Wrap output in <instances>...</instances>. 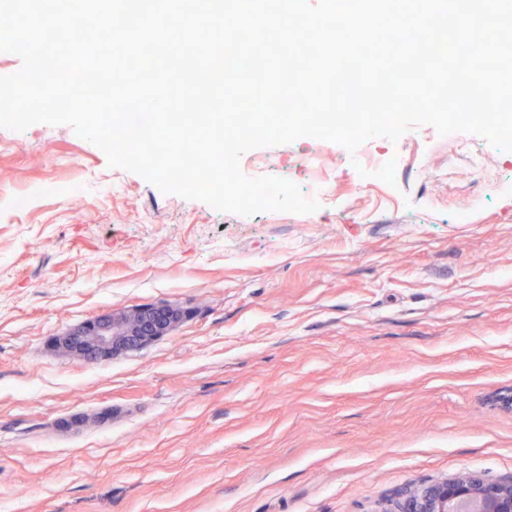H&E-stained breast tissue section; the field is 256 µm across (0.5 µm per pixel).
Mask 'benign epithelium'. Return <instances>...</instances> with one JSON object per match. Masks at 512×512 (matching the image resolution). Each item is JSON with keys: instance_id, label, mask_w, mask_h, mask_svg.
Returning <instances> with one entry per match:
<instances>
[{"instance_id": "obj_1", "label": "benign epithelium", "mask_w": 512, "mask_h": 512, "mask_svg": "<svg viewBox=\"0 0 512 512\" xmlns=\"http://www.w3.org/2000/svg\"><path fill=\"white\" fill-rule=\"evenodd\" d=\"M180 320L168 306L110 313L62 337L66 350L84 358L144 348L167 335ZM397 512H512V479L488 481L464 474L406 494Z\"/></svg>"}]
</instances>
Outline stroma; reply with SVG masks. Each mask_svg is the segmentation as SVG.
Wrapping results in <instances>:
<instances>
[{"label": "stroma", "mask_w": 512, "mask_h": 512, "mask_svg": "<svg viewBox=\"0 0 512 512\" xmlns=\"http://www.w3.org/2000/svg\"><path fill=\"white\" fill-rule=\"evenodd\" d=\"M429 124L396 183L339 144L259 147L312 213L216 210L110 167L67 125L0 128V512H385L406 489L512 478V152L486 191ZM28 196L14 209L11 197ZM169 335L88 362L107 312ZM180 320L168 306H148L128 312L110 313L74 328L62 338L66 350L84 358L114 355L144 348L167 335Z\"/></svg>", "instance_id": "1"}]
</instances>
